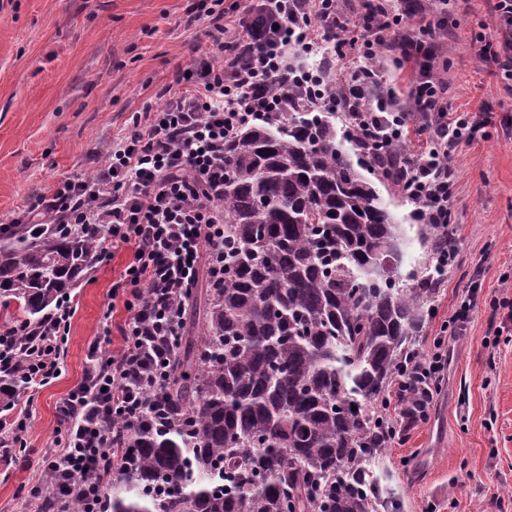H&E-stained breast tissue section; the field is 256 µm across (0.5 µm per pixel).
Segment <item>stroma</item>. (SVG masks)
<instances>
[{"label":"stroma","instance_id":"1","mask_svg":"<svg viewBox=\"0 0 512 512\" xmlns=\"http://www.w3.org/2000/svg\"><path fill=\"white\" fill-rule=\"evenodd\" d=\"M195 4L0 0V225L33 194L90 173L94 155L130 133L137 112L164 104L177 70L210 46L211 21L198 17ZM479 33L495 37L488 0H457L437 71L455 110L493 113L494 124L488 138L452 157L458 256L417 334V347L426 351L471 277H480L489 297L512 268V88L480 56ZM371 180L403 226L402 273L422 270L431 247L420 241L411 205L381 175ZM129 260V250L116 251L107 263L88 266L73 288L78 309L64 368L33 394L25 452L0 462V512H34L28 491L56 436L58 402L80 383L95 338H103L105 352L119 349V336L103 334V314ZM487 317L476 308L464 336L449 339L453 358L428 420L375 464L402 495L403 512H498L499 500L512 498V333L488 353Z\"/></svg>","mask_w":512,"mask_h":512}]
</instances>
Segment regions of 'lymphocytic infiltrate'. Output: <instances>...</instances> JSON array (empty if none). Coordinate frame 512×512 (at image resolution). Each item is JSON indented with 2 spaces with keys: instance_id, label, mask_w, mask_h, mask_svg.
Wrapping results in <instances>:
<instances>
[{
  "instance_id": "1",
  "label": "lymphocytic infiltrate",
  "mask_w": 512,
  "mask_h": 512,
  "mask_svg": "<svg viewBox=\"0 0 512 512\" xmlns=\"http://www.w3.org/2000/svg\"><path fill=\"white\" fill-rule=\"evenodd\" d=\"M338 2L249 0L241 14L214 24L211 49L178 76V92L146 110L94 173L63 179L51 194L28 202L23 223L75 226L96 244L95 263L131 251L103 314L122 345L107 354L100 342L90 344L89 367L57 407L61 429L40 459L31 503L52 496L57 512H68L76 499L85 512H103V479L94 463L111 460L119 432L151 415L168 374L160 341L182 333V291L204 273L215 283L224 279V146L244 126L287 120L302 102L313 112L340 113L369 164L396 158L388 177L414 219L447 223L457 183L450 159L485 137L493 119L454 111L436 70L450 0H401L396 11L388 0H364L355 20ZM490 2L498 38L479 52L512 81V0ZM346 50L359 52L362 63L338 84L327 65L330 55ZM387 58L408 69L405 93L385 88ZM414 134L423 142L412 148ZM480 293L479 279H472L432 350L406 353L380 403L389 419L400 416V400L411 390L420 420H427L448 371L446 338L464 334ZM120 307L128 316L118 322ZM76 310L69 297L41 323L0 330V372L16 371L27 390L51 384L63 367Z\"/></svg>"
}]
</instances>
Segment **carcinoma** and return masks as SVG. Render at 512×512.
<instances>
[{
	"mask_svg": "<svg viewBox=\"0 0 512 512\" xmlns=\"http://www.w3.org/2000/svg\"><path fill=\"white\" fill-rule=\"evenodd\" d=\"M336 126L311 112L224 145V283L170 339L166 396L127 430L108 512H401L374 471L376 407L438 289L400 282L402 231ZM94 248L51 224L0 228V298L40 321ZM20 380L0 376V408Z\"/></svg>",
	"mask_w": 512,
	"mask_h": 512,
	"instance_id": "cac0c4a2",
	"label": "carcinoma"
}]
</instances>
